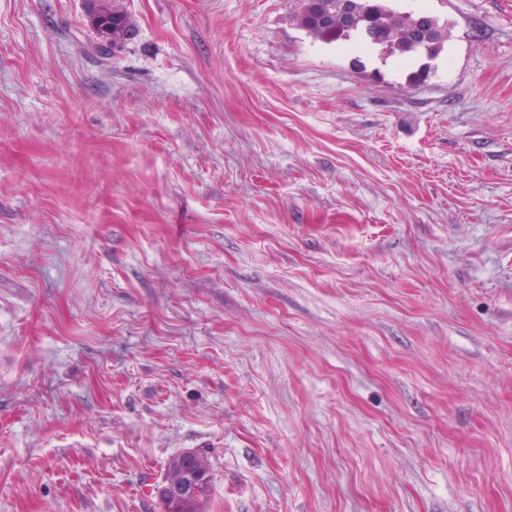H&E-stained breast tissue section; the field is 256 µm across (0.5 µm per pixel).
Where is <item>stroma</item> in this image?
<instances>
[{
  "instance_id": "35a3bbf8",
  "label": "stroma",
  "mask_w": 512,
  "mask_h": 512,
  "mask_svg": "<svg viewBox=\"0 0 512 512\" xmlns=\"http://www.w3.org/2000/svg\"><path fill=\"white\" fill-rule=\"evenodd\" d=\"M0 0V512H512V0ZM85 4L90 22L102 39L98 51L106 56L102 46L120 41L126 27H134V23L116 0H85ZM390 1L395 0H302L299 22L313 38L356 33L371 48L436 58L448 41V20L398 11ZM185 452L174 456L168 462V476L166 481L154 488L155 494L159 500H168L171 498H186L193 495L197 490V485L203 480L199 473L201 471L208 481L200 487V492L195 498L185 500H168L161 502L164 512H205L208 501L210 500L212 489L211 465L207 455L198 453L199 461L197 467L193 468V456L190 455L186 460V471L181 479L182 458ZM181 479V480H180ZM180 480V481H179ZM175 483H170V482ZM179 481V482H177Z\"/></svg>"
}]
</instances>
